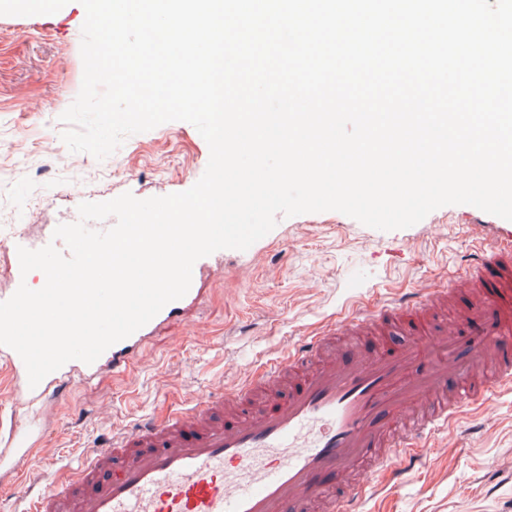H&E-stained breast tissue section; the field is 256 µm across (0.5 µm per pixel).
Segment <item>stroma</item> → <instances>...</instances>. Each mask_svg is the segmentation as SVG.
<instances>
[{"instance_id":"obj_1","label":"stroma","mask_w":512,"mask_h":512,"mask_svg":"<svg viewBox=\"0 0 512 512\" xmlns=\"http://www.w3.org/2000/svg\"><path fill=\"white\" fill-rule=\"evenodd\" d=\"M84 20L80 0L47 13L0 10V141L18 144L0 157L2 234L21 209L36 238L45 225L69 223L82 202L180 193L207 166L206 141L184 121L129 136L102 161L68 150L60 116L81 87ZM480 214L448 205L393 231L337 211L281 216L247 255L228 249L213 262L197 303L146 341L128 373L73 377L68 401L32 403L12 398L0 367V424L34 421L41 432L29 454L0 461V512H25L43 476H67L105 433L261 376L302 337L356 310L446 285L506 224L479 223ZM427 446L402 480L373 473L361 512H512V388L465 407L460 424Z\"/></svg>"}]
</instances>
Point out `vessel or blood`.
<instances>
[{
    "mask_svg": "<svg viewBox=\"0 0 512 512\" xmlns=\"http://www.w3.org/2000/svg\"><path fill=\"white\" fill-rule=\"evenodd\" d=\"M9 253L62 240H33L23 225ZM193 284L131 336L96 361L72 360L30 387L26 367L0 345L13 388L31 401L65 397L71 373L91 378L133 365L150 334L198 298ZM469 304L437 324L460 290ZM410 340L394 347L392 329ZM377 336L372 354L340 349V336ZM512 383V228L505 239L471 255L442 288H420L397 301L363 309L305 337L261 378L231 393L198 397L192 407L106 436L63 479L49 478L28 512H356L368 479L360 466L401 475L420 461L425 441L448 429L470 404L491 400Z\"/></svg>",
    "mask_w": 512,
    "mask_h": 512,
    "instance_id": "obj_1",
    "label": "vessel or blood"
}]
</instances>
